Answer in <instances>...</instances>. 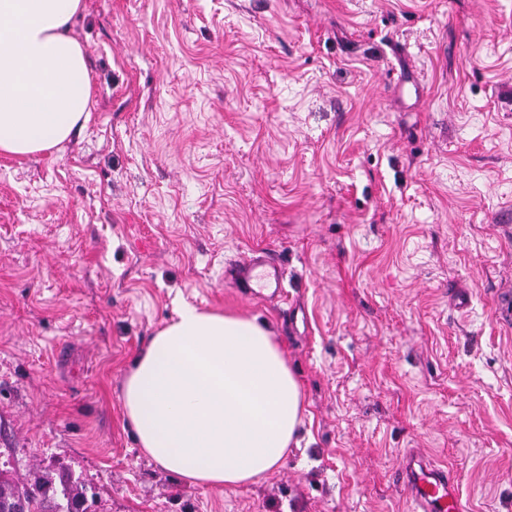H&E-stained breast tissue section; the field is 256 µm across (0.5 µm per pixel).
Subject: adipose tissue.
I'll return each instance as SVG.
<instances>
[{"instance_id":"obj_1","label":"adipose tissue","mask_w":512,"mask_h":512,"mask_svg":"<svg viewBox=\"0 0 512 512\" xmlns=\"http://www.w3.org/2000/svg\"><path fill=\"white\" fill-rule=\"evenodd\" d=\"M81 0H0V154L55 148L90 117ZM142 452L193 485L235 488L277 470L304 425L301 385L268 325L181 307L122 390Z\"/></svg>"}]
</instances>
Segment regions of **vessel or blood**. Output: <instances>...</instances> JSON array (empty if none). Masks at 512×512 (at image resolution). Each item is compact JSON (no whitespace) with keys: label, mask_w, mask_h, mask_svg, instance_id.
Here are the masks:
<instances>
[{"label":"vessel or blood","mask_w":512,"mask_h":512,"mask_svg":"<svg viewBox=\"0 0 512 512\" xmlns=\"http://www.w3.org/2000/svg\"><path fill=\"white\" fill-rule=\"evenodd\" d=\"M236 287L246 293L279 292L283 271L280 266L253 254L230 263ZM404 489L415 512H468L449 471L434 467L424 456L411 453L401 469Z\"/></svg>","instance_id":"1"}]
</instances>
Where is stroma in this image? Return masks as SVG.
I'll list each match as a JSON object with an SVG mask.
<instances>
[{"label": "stroma", "instance_id": "35a3bbf8", "mask_svg": "<svg viewBox=\"0 0 512 512\" xmlns=\"http://www.w3.org/2000/svg\"><path fill=\"white\" fill-rule=\"evenodd\" d=\"M91 117L0 154V481L88 512H411L421 450L512 512V0H82ZM260 250L278 298L226 263ZM276 333L307 415L250 485L189 484L121 398L182 304ZM60 501L54 503L55 512H71L69 506L74 503H83V489L77 483L71 482L64 476L60 477Z\"/></svg>", "mask_w": 512, "mask_h": 512}]
</instances>
